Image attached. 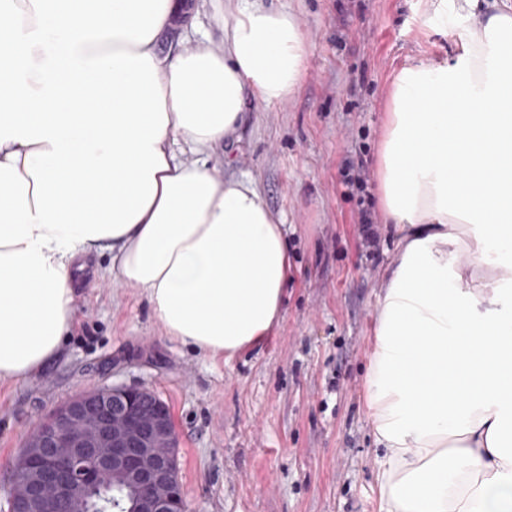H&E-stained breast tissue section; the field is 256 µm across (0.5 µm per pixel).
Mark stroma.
I'll return each mask as SVG.
<instances>
[{"label":"stroma","mask_w":512,"mask_h":512,"mask_svg":"<svg viewBox=\"0 0 512 512\" xmlns=\"http://www.w3.org/2000/svg\"><path fill=\"white\" fill-rule=\"evenodd\" d=\"M298 19L306 71L287 100L246 98L237 142L216 167L253 175L287 224L294 279L279 328L233 360L212 361L166 336L140 291L90 256L74 323L58 357L25 382L0 383V512L28 434L58 406L112 384L142 387L170 408L186 512H375L377 451L363 408L374 317L396 239L377 226L372 257L340 184L362 157L371 203L392 74L413 61L452 62L474 18L438 23L427 0H274ZM208 37L223 19L202 10L163 51Z\"/></svg>","instance_id":"obj_1"}]
</instances>
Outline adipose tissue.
<instances>
[{"label":"adipose tissue","instance_id":"obj_1","mask_svg":"<svg viewBox=\"0 0 512 512\" xmlns=\"http://www.w3.org/2000/svg\"><path fill=\"white\" fill-rule=\"evenodd\" d=\"M224 48L208 39L149 54L168 125L167 163L129 230L43 255L65 278L62 326L87 257L138 289L167 336L231 360L272 335L292 277L283 216L248 173L214 155L238 137L245 96L297 88L299 22L269 0H224ZM455 64L391 78L377 169L398 240L377 310L364 405L377 447V512H512V8L460 38Z\"/></svg>","mask_w":512,"mask_h":512}]
</instances>
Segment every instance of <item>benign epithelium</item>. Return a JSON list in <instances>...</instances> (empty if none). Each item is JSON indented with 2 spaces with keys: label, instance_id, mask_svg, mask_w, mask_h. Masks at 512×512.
<instances>
[{
  "label": "benign epithelium",
  "instance_id": "1",
  "mask_svg": "<svg viewBox=\"0 0 512 512\" xmlns=\"http://www.w3.org/2000/svg\"><path fill=\"white\" fill-rule=\"evenodd\" d=\"M169 408L122 385L82 393L32 431L13 468L10 512H90L88 493L112 475L138 491L136 512H185Z\"/></svg>",
  "mask_w": 512,
  "mask_h": 512
}]
</instances>
